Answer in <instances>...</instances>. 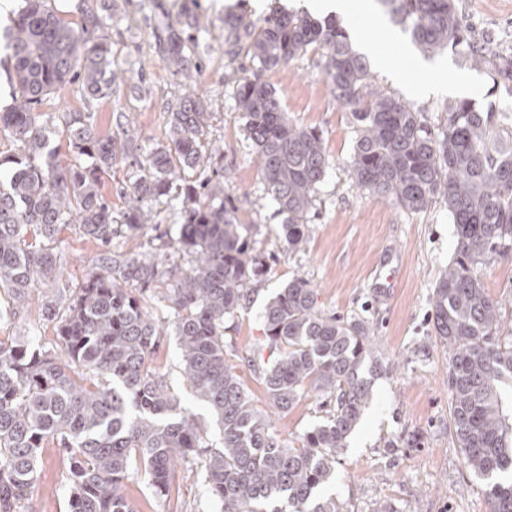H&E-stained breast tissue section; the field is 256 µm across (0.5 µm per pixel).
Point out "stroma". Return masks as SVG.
I'll use <instances>...</instances> for the list:
<instances>
[{
    "instance_id": "1",
    "label": "stroma",
    "mask_w": 512,
    "mask_h": 512,
    "mask_svg": "<svg viewBox=\"0 0 512 512\" xmlns=\"http://www.w3.org/2000/svg\"><path fill=\"white\" fill-rule=\"evenodd\" d=\"M153 0H115L112 8V55L138 85L137 91L112 96L95 107V126L100 134L116 132V114L124 112L136 126L140 141L153 146L165 141L168 114L164 106L186 88L159 60L152 48L150 29L155 22ZM212 21L208 52L200 83L215 112L213 135L224 141V188L238 209L254 252L264 257L266 271L255 284L251 303L227 321L224 348L245 354L263 335L262 309L268 299L293 277L308 278L318 290L320 305L346 315L365 312L375 339L373 355L379 368L371 378V396L363 414L338 454L336 478L321 494L339 504L342 512H376L390 505L394 512H489L485 480L465 465L450 427L448 348L433 332L431 295L440 272L452 260L456 231L444 208L411 213L382 198L362 193L353 185L347 164L354 133L348 112L334 97L319 53H310L288 66L268 71L266 80L276 90L289 119L321 131L329 166L311 213L309 237L299 252L283 242V217L264 189L255 155L245 138L243 123L231 107L229 95L237 63L224 56L222 19L225 12L246 9L254 17L273 7H287L289 0H198ZM471 27V36L494 48L512 53V0H456ZM362 39L368 42L388 69H373L378 86L388 94L406 98L414 109L425 112L430 122L443 119L448 94L434 90L438 76L420 70L421 54L396 26L383 7L374 16L355 17ZM406 49L393 51L390 37ZM449 76L476 78L479 107L512 110L485 71H474L463 55L445 51ZM429 85L427 93L406 96L405 85ZM77 86L54 94L46 103L56 119L49 128L50 144L67 153L64 112L84 109ZM180 225L163 221L158 229L120 233L112 247L126 255L151 249L163 238L162 259L185 267L187 259L174 245ZM52 246L62 269L59 280L42 286L33 302L12 309L0 292V342H38L55 345L56 323L43 316L42 306L59 301L94 271L98 247L85 239L78 225L65 224ZM394 286L388 299H380L385 279ZM489 295L501 308L504 331L512 330V251L497 256L483 271ZM166 375L185 407L208 427L210 443L220 441L208 411L191 395L180 369V350L173 326L153 360ZM325 414L317 400L302 399L285 413L274 414L277 432L292 443L321 424ZM68 462L60 448L50 444L41 450L35 481L20 504V512H67Z\"/></svg>"
}]
</instances>
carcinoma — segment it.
I'll return each mask as SVG.
<instances>
[{
    "instance_id": "carcinoma-1",
    "label": "carcinoma",
    "mask_w": 512,
    "mask_h": 512,
    "mask_svg": "<svg viewBox=\"0 0 512 512\" xmlns=\"http://www.w3.org/2000/svg\"><path fill=\"white\" fill-rule=\"evenodd\" d=\"M424 54L460 49L487 69L493 87L512 93V55L486 53L470 42L455 0H381ZM161 18L151 37L161 62L182 83L201 76L208 26ZM80 23L59 15L51 0H23L10 27L7 80L14 88L0 110V130L17 152L0 158V289L18 307L54 280L60 265L49 246L62 224L79 225L99 247L96 271L61 308L44 304L57 320L58 350L0 342V512H17L37 473L40 450L55 442L70 460L68 512H133L123 482L144 472L156 495L175 499L176 463L204 478L217 512H340L320 490L336 472V453L369 400L364 363L372 353L368 322L325 312L317 290L297 276L262 311L264 337L244 358L260 377L270 405L286 412L302 397L319 398L325 420L300 436L297 448L281 439L226 358V321L250 302L249 285L265 262L251 252L238 210L224 192V145L211 138L214 112L191 92L166 106L168 140L150 149L136 129L116 122L119 137H103L91 113L65 115L69 155L49 147L41 111L51 95L78 85L84 100L118 93L126 77L113 67L106 28L112 12L81 0ZM321 53L337 101L351 117L349 159L357 189L410 212L444 207L455 225L456 258L436 280L433 329L448 345L450 422L467 467L491 480L490 512H512V338L502 341L498 302L480 270L512 250V129L509 116L468 99L448 103L443 122L374 88L367 59L355 51L334 18L275 10L264 19L224 16V56H244L251 69L231 93L233 109L257 158L261 183L284 215L283 238L298 251L329 165L319 131L293 124L263 76L309 52ZM118 164L127 168L123 210L101 192ZM172 203L181 225L177 248L187 268L164 300L178 337L182 372L192 395L216 419L223 446L151 364L162 326L146 308L167 277L150 252L112 251L115 225L137 232L159 225L157 203ZM42 239L28 244L25 231ZM273 359L266 360L264 351Z\"/></svg>"
}]
</instances>
